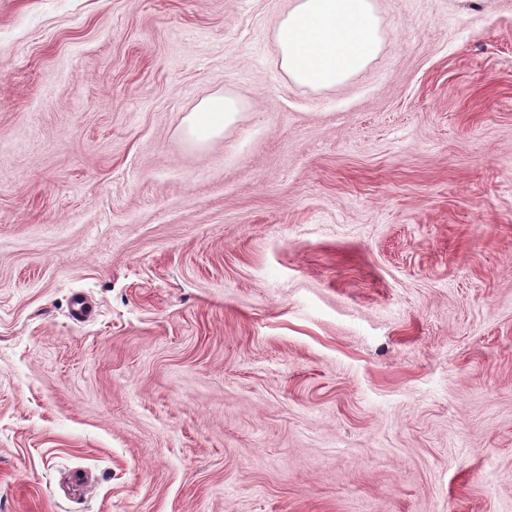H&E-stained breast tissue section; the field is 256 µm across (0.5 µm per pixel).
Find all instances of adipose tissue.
I'll return each mask as SVG.
<instances>
[{
	"label": "adipose tissue",
	"mask_w": 512,
	"mask_h": 512,
	"mask_svg": "<svg viewBox=\"0 0 512 512\" xmlns=\"http://www.w3.org/2000/svg\"><path fill=\"white\" fill-rule=\"evenodd\" d=\"M280 63L297 83L333 88L365 69L382 36L372 0H292L275 29ZM238 110L235 99L213 96L185 119L198 144L221 134Z\"/></svg>",
	"instance_id": "1"
}]
</instances>
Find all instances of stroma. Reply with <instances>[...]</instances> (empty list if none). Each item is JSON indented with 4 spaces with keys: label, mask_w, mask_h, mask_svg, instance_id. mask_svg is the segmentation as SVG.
Segmentation results:
<instances>
[{
    "label": "stroma",
    "mask_w": 512,
    "mask_h": 512,
    "mask_svg": "<svg viewBox=\"0 0 512 512\" xmlns=\"http://www.w3.org/2000/svg\"><path fill=\"white\" fill-rule=\"evenodd\" d=\"M289 5L0 0V512H512V0ZM275 41L286 73L315 89L344 83L382 46L372 0H293L275 29ZM235 112H238L235 99L226 96L207 98L185 118L187 135L197 144L205 143L224 131Z\"/></svg>",
    "instance_id": "obj_1"
}]
</instances>
